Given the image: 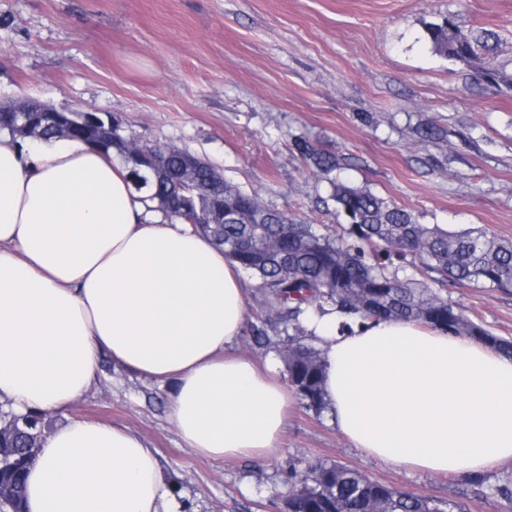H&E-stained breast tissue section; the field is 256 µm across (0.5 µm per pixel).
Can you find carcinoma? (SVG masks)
<instances>
[{
    "label": "carcinoma",
    "mask_w": 512,
    "mask_h": 512,
    "mask_svg": "<svg viewBox=\"0 0 512 512\" xmlns=\"http://www.w3.org/2000/svg\"><path fill=\"white\" fill-rule=\"evenodd\" d=\"M433 48L449 59L471 66L481 56L497 51V35L486 29L466 32L457 16L426 28ZM296 150L313 172L328 177L339 166L336 157L307 139ZM330 200L353 224L320 230L288 213L261 203L254 194L224 184V201L183 197L168 203L161 199L165 187L150 178V200L164 219L178 205L187 212L210 214L224 206V223L195 224L209 234L226 256L259 280V305L255 317L262 324L259 337L272 331L285 343L282 361L290 386L303 406L316 414L327 410L322 394L324 360L315 336L306 326L311 313H336L339 328L357 321L404 320L476 338L491 348L512 354V341L495 336L469 319L442 295L450 284H480L484 288H512V243H501L480 228L448 232L437 225L420 224L408 210L389 204L371 191L333 179ZM261 241L253 242L256 228ZM421 266L439 274L428 283L408 273ZM28 426L0 440L4 464L12 468L19 484L25 472L19 453L40 447L46 417L31 411L23 415ZM288 493L297 498V512H463L450 500L408 493L372 480L359 470L339 463L295 467L286 477Z\"/></svg>",
    "instance_id": "1"
}]
</instances>
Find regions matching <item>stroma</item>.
Instances as JSON below:
<instances>
[{
    "instance_id": "obj_1",
    "label": "stroma",
    "mask_w": 512,
    "mask_h": 512,
    "mask_svg": "<svg viewBox=\"0 0 512 512\" xmlns=\"http://www.w3.org/2000/svg\"><path fill=\"white\" fill-rule=\"evenodd\" d=\"M460 11L498 34L505 81L433 49L427 26ZM27 98L114 113L142 142L187 149L319 228L347 218L317 206L330 186L298 156V138L338 158L333 178L419 223L512 241V0H0V103ZM447 296L512 339V288L458 284ZM254 323L233 353L286 377ZM67 413L144 437L182 512H284L283 471L325 462L465 512H512L493 492L512 462L477 478L409 471L362 454L299 402L274 457L207 459L177 436L166 388L107 357Z\"/></svg>"
}]
</instances>
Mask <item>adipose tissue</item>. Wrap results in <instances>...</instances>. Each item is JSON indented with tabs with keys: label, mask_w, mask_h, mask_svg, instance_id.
Masks as SVG:
<instances>
[{
	"label": "adipose tissue",
	"mask_w": 512,
	"mask_h": 512,
	"mask_svg": "<svg viewBox=\"0 0 512 512\" xmlns=\"http://www.w3.org/2000/svg\"><path fill=\"white\" fill-rule=\"evenodd\" d=\"M119 157L79 140L0 132V403L64 414L102 356L169 387L186 447L214 460L276 454L291 396L233 355L247 285L222 248L148 210ZM341 434L411 471L474 475L512 462V355L409 321L342 333L313 323ZM25 512H180L129 428L71 419L25 479Z\"/></svg>",
	"instance_id": "obj_1"
}]
</instances>
